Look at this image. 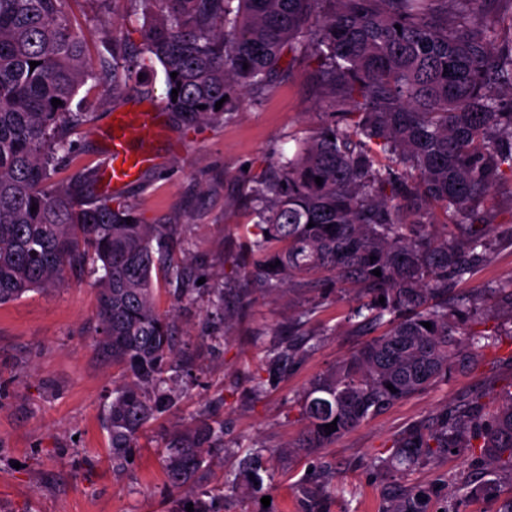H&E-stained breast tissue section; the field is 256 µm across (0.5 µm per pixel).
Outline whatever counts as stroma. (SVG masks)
Listing matches in <instances>:
<instances>
[{"label":"stroma","mask_w":512,"mask_h":512,"mask_svg":"<svg viewBox=\"0 0 512 512\" xmlns=\"http://www.w3.org/2000/svg\"><path fill=\"white\" fill-rule=\"evenodd\" d=\"M69 9L93 56H109L116 41L130 51L142 43L143 17L131 13L126 0H71ZM317 71L316 60L301 59L273 76L261 101L242 98L230 118L194 127L170 122L168 139L158 147L160 166L114 193L142 223L172 226L177 256L195 283L193 302L180 307H171L167 293L159 295L192 375L175 377L177 410L154 423L124 469L113 468L103 428L120 371L92 346L94 275L70 272L59 288L0 305V512H177L183 495L166 484L162 443L214 401L224 416V451L209 466L203 491L214 495L251 447L263 449L272 474L269 505L248 497L231 512H300L301 491L315 480L330 489L327 512H387L388 488L399 481L430 491L429 512H506L512 506V470L476 448L442 451L404 475L378 466L411 425H432L446 409L471 400L489 415L512 393V311L492 299L464 327L494 339L468 367L451 369L326 447L299 446L307 430L300 411L306 389L382 332L351 319L354 292H338L327 276L265 292L241 264L256 221L252 190L279 154L292 151L294 136L312 134L323 120ZM86 88L94 119L78 140L76 164L97 169L104 158L97 127L143 103L113 96L107 82ZM480 210L489 255L454 283L452 306L512 279V180L504 179ZM216 288L232 305L229 317L216 315L210 304ZM242 294L249 302L235 309ZM303 310L308 317L299 332L316 338L315 349L254 397L253 373Z\"/></svg>","instance_id":"1"}]
</instances>
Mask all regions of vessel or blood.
I'll use <instances>...</instances> for the list:
<instances>
[{"instance_id": "b4317fda", "label": "vessel or blood", "mask_w": 512, "mask_h": 512, "mask_svg": "<svg viewBox=\"0 0 512 512\" xmlns=\"http://www.w3.org/2000/svg\"><path fill=\"white\" fill-rule=\"evenodd\" d=\"M167 113L162 106L113 113L98 135L108 161L100 171L108 187L118 190L137 181L143 172L157 166V145L167 140Z\"/></svg>"}]
</instances>
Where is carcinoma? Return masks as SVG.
<instances>
[{"instance_id": "cac0c4a2", "label": "carcinoma", "mask_w": 512, "mask_h": 512, "mask_svg": "<svg viewBox=\"0 0 512 512\" xmlns=\"http://www.w3.org/2000/svg\"><path fill=\"white\" fill-rule=\"evenodd\" d=\"M128 2L161 12L143 35L139 68L161 66L162 104L183 124L232 114L239 96L262 93L284 61L299 57L319 62L324 107L342 109L298 139L292 156H279L252 190L258 221L243 258L260 268L267 291L297 274L332 272L336 287L362 289L353 318L390 325L311 384L301 447H325L490 346L491 336L461 337L460 322L482 313L486 295L512 310V279L481 289L465 308L448 307V290L487 257L485 236L472 230L478 201L512 178V32L503 37L494 27L495 0ZM104 78L117 95L131 72L95 61L68 0H0V305L57 288L67 272L103 270L92 343L125 373L105 421L112 466L121 469L179 394L167 376L177 354L170 312L157 307L153 278L171 226L143 224L132 207L94 193L87 169L54 181L92 119L72 103L88 81ZM438 209L441 238L430 232ZM165 278L176 284L173 301L190 299L180 265L169 263ZM311 349L293 334L281 339L266 355L269 378ZM332 422L337 430L328 434ZM164 448L167 485L186 490L193 512H225L242 478L253 494L263 492L264 454L254 449L225 477L222 494L192 496L198 474L224 450V420L209 412L170 434ZM438 448H477L512 468V394L488 418L472 401L434 429L411 426L385 465L407 472ZM302 492L303 512H324L327 487ZM427 497L401 486L388 512H426Z\"/></svg>"}]
</instances>
